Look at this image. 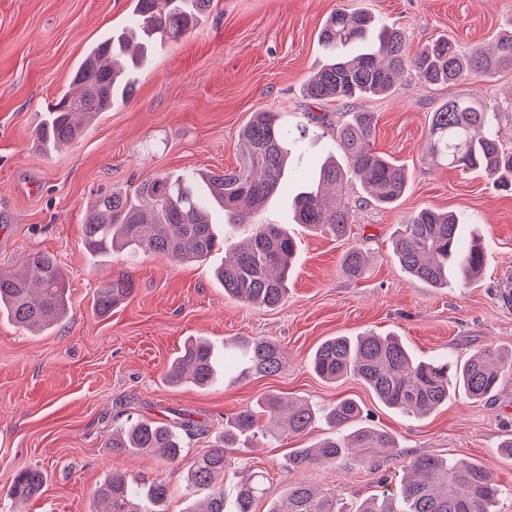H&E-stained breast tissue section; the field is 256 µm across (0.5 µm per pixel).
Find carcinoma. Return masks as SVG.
<instances>
[{
    "mask_svg": "<svg viewBox=\"0 0 512 512\" xmlns=\"http://www.w3.org/2000/svg\"><path fill=\"white\" fill-rule=\"evenodd\" d=\"M212 0H135L129 24L91 47L65 91L48 108L35 133L43 150H57L77 142L84 124L112 110L117 100L134 94L136 75L155 39H178L193 29L210 10ZM327 62L305 83L314 102L343 105L391 92L397 77L410 71L425 86L454 85L501 70L512 71V31L503 34L492 52L469 53L447 38L408 48L401 28L388 25L359 8L334 11L318 33ZM498 113L468 97H456L433 113L426 154L438 164L486 176L502 190L512 188V148L499 137ZM376 123L371 112L347 113L336 126L334 141L343 149L345 164L333 151L312 161L307 187L293 198V209L282 224H261L258 216L277 194H286L289 145L296 141L275 112L261 110L243 127L246 146L239 165L222 172L172 178L156 173L144 180L135 196L106 193L87 210L86 247L93 252L126 250L147 253L170 262L202 261L223 244L213 223L211 204L224 211L230 224H252L245 243L224 260L217 277L224 294L250 306L275 308L286 298L288 272L296 249L288 225L304 224L338 239L349 233L354 210L343 194L344 183L359 182L367 198L381 208L393 206L407 185L405 168L374 151ZM460 219L451 212L424 208L410 216L393 240V255L415 280L431 287L453 282L466 285L480 276L484 253L476 241L460 234ZM363 257L347 250L342 270L352 278L363 273ZM134 290L127 273H119L96 289L95 312L105 316ZM69 307V285L56 258L47 252L24 255L10 273L0 272V313L30 331H45L62 321ZM253 374L273 375L283 367L280 346L265 340L239 342ZM322 379L337 382L353 376L367 385L384 404L408 416L424 415L463 392L473 401L490 399L501 382L512 376V353L478 350L456 362L414 360L394 336L373 333L336 336L322 342L312 358ZM224 378V365L215 346L197 338L184 346L172 362L166 381H191L211 386ZM362 414L359 403L341 399L315 410L266 394L224 422L215 445L186 459L183 436L203 431L195 421L165 423L127 417L107 436L116 454L158 456L170 463L187 462L189 492L203 499L185 512H253L255 501L272 498L268 512H348L343 498L330 488L299 482L276 494L263 479L240 472L231 502L224 498V470L230 461L224 449L258 437L259 421L267 415L300 435L319 418L331 434L311 448H297L289 463L297 468L338 465L356 469L370 461L380 470L388 462L379 455L396 447L391 435L368 426L355 427ZM410 473L397 491H383L355 512H496L502 489L484 466L467 458L428 453L413 456ZM46 483V473L27 468L17 473L10 495L29 498ZM169 488L162 481L147 482L127 472H113L96 489L101 508L95 512H164Z\"/></svg>",
    "mask_w": 512,
    "mask_h": 512,
    "instance_id": "1",
    "label": "carcinoma"
}]
</instances>
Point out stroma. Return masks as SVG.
<instances>
[{
	"label": "stroma",
	"instance_id": "1",
	"mask_svg": "<svg viewBox=\"0 0 512 512\" xmlns=\"http://www.w3.org/2000/svg\"><path fill=\"white\" fill-rule=\"evenodd\" d=\"M133 5L0 0V270H12L25 252L47 251L70 285L68 315L52 329L31 335L0 316V512H93L94 491L113 471L165 481L167 512H183V470L152 457L113 454L105 446L112 427L129 416L193 419L206 431L185 438L191 457L213 445L227 418L268 393L317 408L357 401L360 425L395 437L393 456L382 473L289 466L291 449L328 434L320 419L301 435L227 449L226 495L245 469L276 492L300 481L334 489L355 512L382 485L397 487L413 455L432 453L483 464L504 490L497 512H512V458L497 451L512 434V379L489 401L459 393L429 416L413 418L381 405L357 378L328 383L310 366L325 339L367 332L393 335L425 361L464 359L486 347L512 351V300L502 297L512 279V194L424 155L433 112L457 96L500 108L501 135L512 138V71L432 88L407 74L388 96L356 102V109L375 115L374 150L405 166L406 190L395 207L383 209L360 205L359 183L348 182L356 210L343 241L289 225L297 257L278 307L256 308L225 295L214 272L251 227L225 223L222 212L214 219L224 227V246L202 262L94 253L83 242L86 205L99 194L135 193L156 173L235 168L239 134L253 112H278L290 129L305 124L309 112L341 123L343 105L316 104L304 92L312 70L326 61L318 33L332 11L364 8L402 28L413 50L448 37L469 51L490 48L512 28V0H213L190 33L156 42L130 99L102 113L69 148L39 150L34 131L47 105L68 90L87 48L127 24ZM424 207L467 218L465 236L483 243L481 279L433 288L399 265L392 241ZM352 247L365 257L357 279L341 269ZM121 272L134 281L132 295L111 315H96V289ZM195 337L219 348L237 337L269 340L284 349L286 362L272 376L231 366L211 388L168 384L172 360ZM32 467L47 474L41 493L28 501L10 497L17 472Z\"/></svg>",
	"mask_w": 512,
	"mask_h": 512
}]
</instances>
